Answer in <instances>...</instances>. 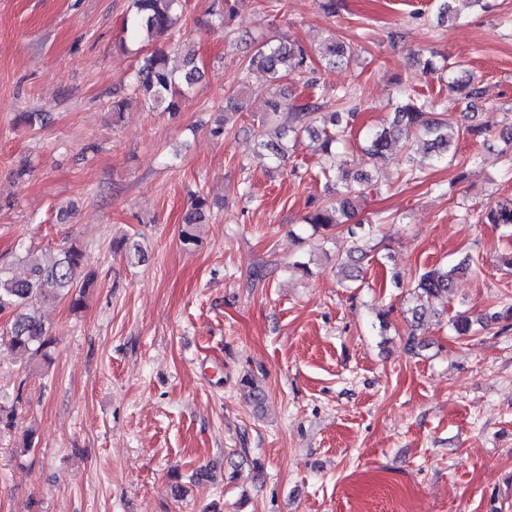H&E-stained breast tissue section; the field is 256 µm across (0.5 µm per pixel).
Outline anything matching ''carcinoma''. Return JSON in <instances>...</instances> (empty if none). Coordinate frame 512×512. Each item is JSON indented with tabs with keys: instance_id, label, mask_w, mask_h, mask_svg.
Listing matches in <instances>:
<instances>
[{
	"instance_id": "1",
	"label": "carcinoma",
	"mask_w": 512,
	"mask_h": 512,
	"mask_svg": "<svg viewBox=\"0 0 512 512\" xmlns=\"http://www.w3.org/2000/svg\"><path fill=\"white\" fill-rule=\"evenodd\" d=\"M183 0H130V9L123 30L132 37L142 34L164 37L178 33L177 21L182 11ZM323 60L329 67L349 66L353 51L345 45L329 39L323 46ZM426 73H440L447 79L448 89L462 95V104L470 108L472 100L482 95L481 88L467 70L444 58L437 62L431 58L419 61ZM254 69L265 72L270 78L271 92L269 112L264 124L273 126L280 135L277 143H257L256 154L263 159L283 164L288 159V144L299 142L304 137L320 140L321 158L319 173L330 197L312 202V210L304 217V224L311 235L328 236L337 227L349 223L355 216L357 200L371 185V177L348 167V161L337 147L347 142L352 135V123L357 118L356 108L340 106L332 112L321 111L314 101L296 104L292 111L284 112L278 98V87L288 76H303L310 73L307 55L293 41H257L244 71ZM198 80L195 59L185 58L183 70L176 73L170 65V57L163 50H154L144 56L135 74L133 91L145 104L153 108L173 111L177 98L185 95ZM476 136L483 130L473 126L466 130ZM459 126L448 123L443 113L433 111L432 103L419 97L413 90H405L395 108L392 121L363 136L361 150L374 162L386 160L399 136L405 139L420 138L432 161L450 163L455 142L464 132ZM210 212L208 200L195 194L191 199V210L186 214L179 234L180 243L190 248L198 245V226ZM484 224L512 227V201L496 203L486 208L481 216ZM372 251L368 242L354 250L348 260L340 264V280L345 287H355V256L361 257ZM83 250L81 245L70 241L67 245L41 254L28 250L11 266H0V314L8 315L5 331L0 334L7 351L27 358L37 365L50 363L51 349L55 345L51 326L38 315V310L67 298L71 309L79 311L85 301L94 278L81 275ZM471 270L468 260L462 259L452 265H439L422 272L410 291L411 331L406 336V349L414 353L422 347L416 327L434 311L435 304L448 298L456 281Z\"/></svg>"
}]
</instances>
